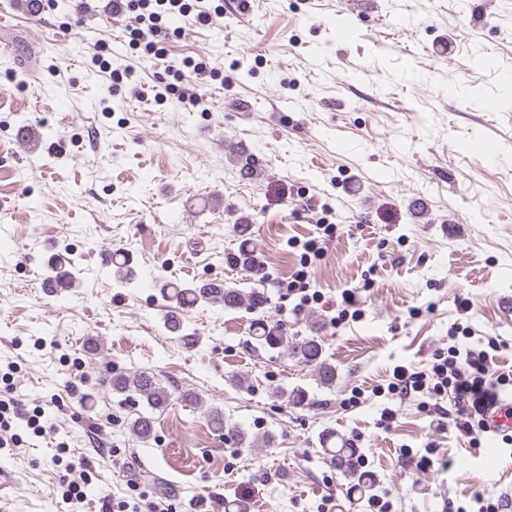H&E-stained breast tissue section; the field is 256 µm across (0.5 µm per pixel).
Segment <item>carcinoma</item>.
I'll list each match as a JSON object with an SVG mask.
<instances>
[{
  "label": "carcinoma",
  "instance_id": "obj_1",
  "mask_svg": "<svg viewBox=\"0 0 512 512\" xmlns=\"http://www.w3.org/2000/svg\"><path fill=\"white\" fill-rule=\"evenodd\" d=\"M128 255L118 252L112 255V266L115 278L120 282H128L133 275ZM75 268L71 261L57 256L49 263L47 279L55 282L62 291L72 287ZM160 291L172 311L164 320L165 328L171 333H179L183 329V315L200 302L220 303L226 310L247 307L258 314L252 323L253 339L259 345L270 349H282L298 363L313 368L321 384L332 385L336 380V369L322 360V345L313 337L300 338L288 335V330L277 321L265 319L264 308L268 297L261 291L244 293L239 288L227 286L222 282H203L184 287L174 283H163ZM112 392L124 397V400H140L150 409V413L142 414L131 422V431L139 439L147 440L154 431V414L167 409L172 400V393L162 386L154 373L135 371L130 374H116L109 379ZM322 449L330 463L340 470L354 467L357 449L347 440L327 433L321 441Z\"/></svg>",
  "mask_w": 512,
  "mask_h": 512
}]
</instances>
